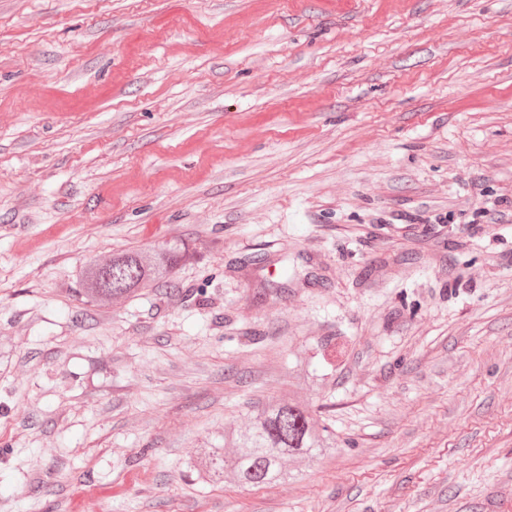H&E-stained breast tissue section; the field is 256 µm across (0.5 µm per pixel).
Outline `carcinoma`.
Masks as SVG:
<instances>
[{
  "label": "carcinoma",
  "mask_w": 512,
  "mask_h": 512,
  "mask_svg": "<svg viewBox=\"0 0 512 512\" xmlns=\"http://www.w3.org/2000/svg\"><path fill=\"white\" fill-rule=\"evenodd\" d=\"M195 254L196 251L178 245L117 249L107 257L84 263L78 293L98 307L140 296L160 285L165 292L178 294L174 270ZM229 442L232 452L204 448L191 462L199 479L222 483L224 474L230 473L246 486L283 482L291 477L288 459L317 458L334 447L335 439L306 405L296 400H280L256 405L249 426L229 438Z\"/></svg>",
  "instance_id": "cac0c4a2"
}]
</instances>
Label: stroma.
<instances>
[{"label":"stroma","instance_id":"obj_1","mask_svg":"<svg viewBox=\"0 0 512 512\" xmlns=\"http://www.w3.org/2000/svg\"><path fill=\"white\" fill-rule=\"evenodd\" d=\"M509 202L512 0H0V512H512ZM300 365L335 451L193 475ZM195 254V250L178 245L117 249L107 257L84 263L78 293L87 303L98 307L140 296L160 285L165 287V294H178L181 288L173 278L174 270ZM110 275L112 284L108 281Z\"/></svg>","mask_w":512,"mask_h":512}]
</instances>
